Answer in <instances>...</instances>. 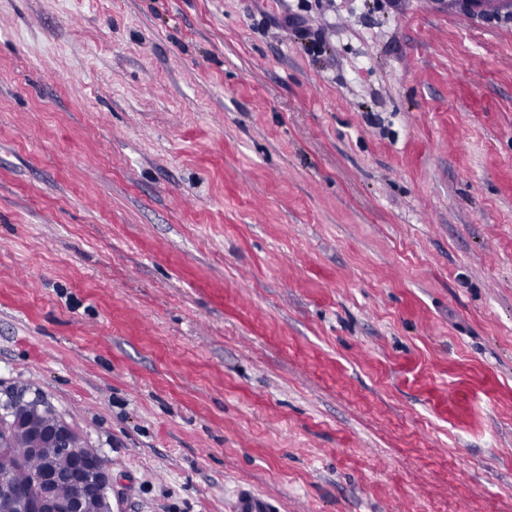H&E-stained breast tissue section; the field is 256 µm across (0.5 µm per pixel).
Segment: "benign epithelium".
Wrapping results in <instances>:
<instances>
[{
  "instance_id": "1",
  "label": "benign epithelium",
  "mask_w": 512,
  "mask_h": 512,
  "mask_svg": "<svg viewBox=\"0 0 512 512\" xmlns=\"http://www.w3.org/2000/svg\"><path fill=\"white\" fill-rule=\"evenodd\" d=\"M21 422L10 415L0 417V452L8 451L10 438ZM75 428L64 419H59L48 428H31V454L43 462L42 477L28 490H21L0 478V512H82L80 498L61 501L54 492L55 481L69 482L75 486H88L100 493L104 499L105 512H113L108 492L112 488V475L96 450L74 448L72 439ZM66 454L71 468L56 472L55 460Z\"/></svg>"
}]
</instances>
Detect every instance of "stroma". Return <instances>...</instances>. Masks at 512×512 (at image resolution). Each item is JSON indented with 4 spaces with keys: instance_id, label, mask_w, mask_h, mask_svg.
Segmentation results:
<instances>
[{
    "instance_id": "stroma-1",
    "label": "stroma",
    "mask_w": 512,
    "mask_h": 512,
    "mask_svg": "<svg viewBox=\"0 0 512 512\" xmlns=\"http://www.w3.org/2000/svg\"><path fill=\"white\" fill-rule=\"evenodd\" d=\"M391 2L0 0V398L114 512H512V16Z\"/></svg>"
}]
</instances>
